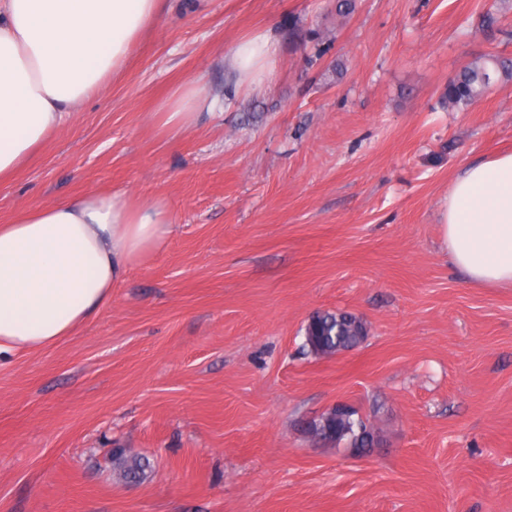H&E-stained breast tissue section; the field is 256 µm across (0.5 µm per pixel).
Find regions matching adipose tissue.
<instances>
[{
    "mask_svg": "<svg viewBox=\"0 0 512 512\" xmlns=\"http://www.w3.org/2000/svg\"><path fill=\"white\" fill-rule=\"evenodd\" d=\"M176 3L194 8L199 0H0V179L96 98L141 33ZM274 55L268 36L240 42L231 56L237 86L260 83ZM217 105L188 81L158 115L163 126L182 130ZM176 220L163 196L90 190L0 224V358L71 335L111 302L131 267L165 247ZM440 227L450 261L471 281L512 286V152L461 168Z\"/></svg>",
    "mask_w": 512,
    "mask_h": 512,
    "instance_id": "adipose-tissue-1",
    "label": "adipose tissue"
}]
</instances>
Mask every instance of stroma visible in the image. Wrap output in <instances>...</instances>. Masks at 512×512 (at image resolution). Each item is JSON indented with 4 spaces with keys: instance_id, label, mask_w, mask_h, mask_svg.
Here are the masks:
<instances>
[{
    "instance_id": "1",
    "label": "stroma",
    "mask_w": 512,
    "mask_h": 512,
    "mask_svg": "<svg viewBox=\"0 0 512 512\" xmlns=\"http://www.w3.org/2000/svg\"><path fill=\"white\" fill-rule=\"evenodd\" d=\"M492 3L358 0L340 25L331 0H208L141 36L0 182V224L89 190L178 213L74 335L0 363V512H512V287L455 269L439 220L464 164L512 151V82L439 104L471 60L512 54L477 27ZM310 28L335 35L313 65ZM263 31L274 65L230 94L234 46ZM192 79L222 110L175 136L156 112ZM325 310L366 342L312 354ZM339 402L378 447L309 441ZM117 448L146 483L115 479ZM113 472L124 483L142 484L148 479L149 462L129 448L113 454Z\"/></svg>"
}]
</instances>
